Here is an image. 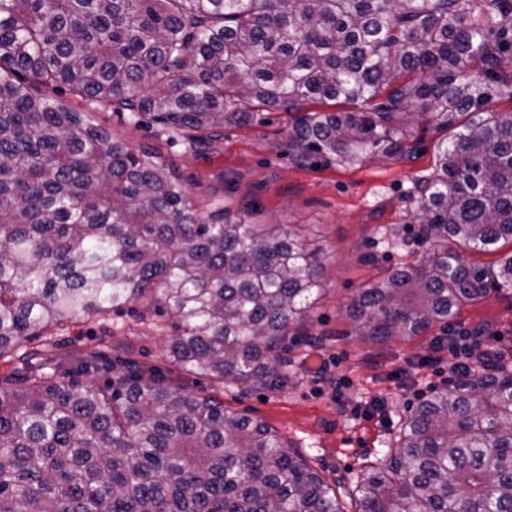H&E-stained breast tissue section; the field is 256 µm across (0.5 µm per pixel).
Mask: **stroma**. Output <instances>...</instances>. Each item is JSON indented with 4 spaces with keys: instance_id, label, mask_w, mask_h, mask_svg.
<instances>
[{
    "instance_id": "1",
    "label": "stroma",
    "mask_w": 512,
    "mask_h": 512,
    "mask_svg": "<svg viewBox=\"0 0 512 512\" xmlns=\"http://www.w3.org/2000/svg\"><path fill=\"white\" fill-rule=\"evenodd\" d=\"M93 119L131 144L158 147L163 156L191 179L200 210L223 199L231 210H248L258 224H297L324 244L325 291L313 311L312 333L325 338L322 353L333 360L336 374L350 378L344 403L313 374L303 372L305 346L288 354L291 383L282 391L254 388L245 392L211 378L183 373L191 392L222 393L226 407L257 417L300 449L335 491L345 512H352L355 478L376 464L393 446L401 420L431 388L449 380L431 374L413 383L417 363L432 351L438 329L405 339L371 344L351 333L346 306L358 288L400 266L417 264L431 246L421 235L416 198L421 180L435 171L436 144L445 130L418 123L401 136L405 155L379 153L348 165L319 155L299 160L286 147L291 116L259 111L244 126H228L219 150L199 156L177 135L163 136L150 122L135 125L126 116L96 109ZM119 327L134 336L138 361L167 373L161 351L173 333L153 320L130 313L74 323L59 334L71 348L93 344L103 330ZM488 331L495 334L496 357L512 368V288L493 292L463 306L448 324L449 335ZM386 399L383 420L354 419L351 407L371 398Z\"/></svg>"
}]
</instances>
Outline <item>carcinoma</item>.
Listing matches in <instances>:
<instances>
[{
    "label": "carcinoma",
    "mask_w": 512,
    "mask_h": 512,
    "mask_svg": "<svg viewBox=\"0 0 512 512\" xmlns=\"http://www.w3.org/2000/svg\"><path fill=\"white\" fill-rule=\"evenodd\" d=\"M511 50L512 0H0V512H344L262 420L165 380L112 330L91 351L57 338L111 312L167 314L173 369L283 386L286 350L322 341L325 256L247 211L201 216L157 148L58 87L199 155L260 109L295 113L288 152L352 165L412 152L395 136L428 115L452 128L417 201L431 255L346 307L382 343L512 287V251L466 258L512 240V116L487 108L512 88ZM92 366L104 385L82 380ZM357 493L354 512H512V372L489 358L433 389Z\"/></svg>",
    "instance_id": "carcinoma-1"
}]
</instances>
